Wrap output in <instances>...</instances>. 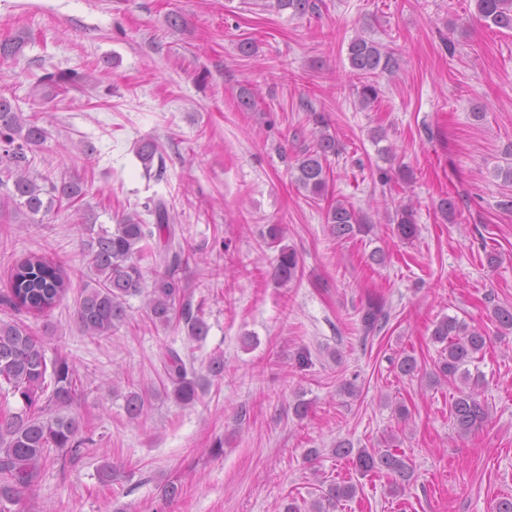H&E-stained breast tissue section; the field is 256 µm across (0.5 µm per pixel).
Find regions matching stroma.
<instances>
[{"label":"stroma","instance_id":"obj_1","mask_svg":"<svg viewBox=\"0 0 512 512\" xmlns=\"http://www.w3.org/2000/svg\"><path fill=\"white\" fill-rule=\"evenodd\" d=\"M260 2L0 0V40H25L18 59H0V94L40 112L48 132L33 175L79 180L81 208L108 226L164 198L210 268L189 279L209 326L204 340L152 324L140 296L128 298L110 337L92 339L75 317L89 271L88 230L73 209L0 226V297L12 266L32 253L50 254L70 277L47 315L0 304V319L24 323L48 353L74 362L85 393L71 412L95 440L66 468L47 465L25 512H282L289 499L318 497L324 481L359 487L335 512H492L512 496V334L499 336L493 319L495 307L512 305V209L502 206L512 183L497 175L512 160V31L479 24L474 0H316L318 13L303 17ZM359 34L399 59L394 74L378 77L379 99L368 107L347 60ZM246 39L254 55L240 53ZM52 68L101 79L43 110L27 93ZM244 88L256 101L249 110L239 104ZM314 111L339 148L327 198L366 215L369 234L331 235L323 203L296 182ZM141 139L160 145L162 179L137 157ZM80 142L92 154L77 151ZM401 164L412 180L380 185L379 169ZM448 196L457 203L451 221L438 209ZM405 204L419 228L410 242L391 224ZM272 224L300 259L297 279L285 284L264 243ZM377 250L384 263L372 261ZM370 296L384 300L390 318L366 341L359 318ZM446 316L489 337L469 366L489 419L462 436L448 413L455 386L425 378L441 351L431 332ZM168 348L193 357L201 374L210 356H224L223 379L195 407L164 393ZM406 354L421 377L399 374ZM350 383L356 395L346 393ZM132 390L148 405L136 421L124 409ZM301 401L302 418L294 413ZM398 403L407 422L393 411ZM388 437L414 468L398 498L386 473L360 476L334 453L342 441L381 449ZM106 460L125 479L101 484ZM169 482L181 488L171 502L161 494Z\"/></svg>","mask_w":512,"mask_h":512}]
</instances>
